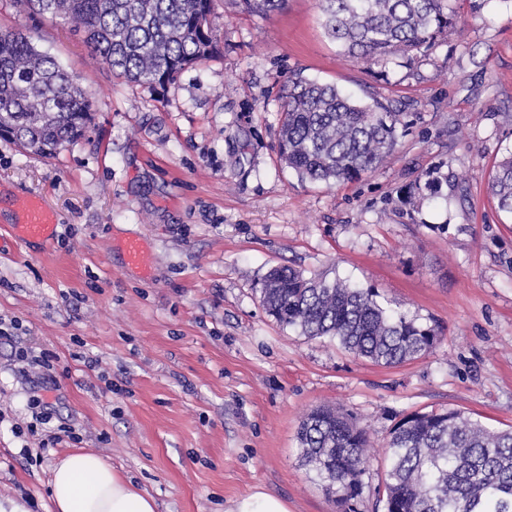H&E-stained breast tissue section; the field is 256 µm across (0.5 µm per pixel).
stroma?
<instances>
[{"instance_id": "1", "label": "stroma", "mask_w": 512, "mask_h": 512, "mask_svg": "<svg viewBox=\"0 0 512 512\" xmlns=\"http://www.w3.org/2000/svg\"><path fill=\"white\" fill-rule=\"evenodd\" d=\"M451 6L456 25L426 57L370 65L340 54L318 0L264 17L215 0L216 53L149 84L113 77L70 25L0 0V28L55 56L93 115L53 155L0 138V193L41 195L60 219L49 244L8 237L0 219L1 503L53 512L55 465L92 452L157 512H225L258 486L290 512H337L297 442L326 405L369 435L355 508L377 512L383 448L406 415L512 427V216L488 190L512 152V0ZM298 76L403 112L392 155L356 181L298 179L276 148L279 95ZM433 169L447 202H406ZM131 238L146 241L149 272L126 265ZM279 266L376 288L441 340L386 367L300 336L261 302ZM22 347L55 355L54 381L17 359ZM43 387L78 435L45 452L28 430Z\"/></svg>"}]
</instances>
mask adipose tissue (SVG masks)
Listing matches in <instances>:
<instances>
[{
	"instance_id": "obj_1",
	"label": "adipose tissue",
	"mask_w": 512,
	"mask_h": 512,
	"mask_svg": "<svg viewBox=\"0 0 512 512\" xmlns=\"http://www.w3.org/2000/svg\"><path fill=\"white\" fill-rule=\"evenodd\" d=\"M56 512H156L153 497L120 478L101 457L76 453L53 471Z\"/></svg>"
}]
</instances>
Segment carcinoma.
Segmentation results:
<instances>
[{"label":"carcinoma","instance_id":"1","mask_svg":"<svg viewBox=\"0 0 512 512\" xmlns=\"http://www.w3.org/2000/svg\"><path fill=\"white\" fill-rule=\"evenodd\" d=\"M85 33L96 59L128 81L163 83L216 48L213 0H15ZM287 0H240L253 15ZM324 26L353 61H409L448 34V0H319ZM90 95L31 37L0 30V131L22 148L52 155L84 136ZM278 153L300 179L332 186L375 170L394 150L402 113L363 103L315 80L288 82L279 110ZM436 171L418 177L411 197H442ZM491 191L512 215V153L494 166ZM268 313L309 338L330 337L359 357L391 366L432 352V326L392 310L373 288L276 267L262 282ZM303 466L339 512H355L369 437L349 415L311 410L297 434ZM377 502L383 512H512V430L495 431L455 410L411 413L391 430Z\"/></svg>","mask_w":512,"mask_h":512}]
</instances>
